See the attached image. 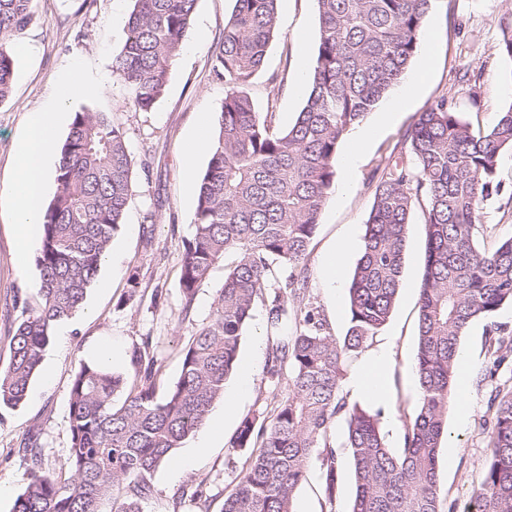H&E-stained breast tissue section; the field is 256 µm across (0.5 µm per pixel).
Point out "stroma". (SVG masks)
<instances>
[{
  "label": "stroma",
  "mask_w": 512,
  "mask_h": 512,
  "mask_svg": "<svg viewBox=\"0 0 512 512\" xmlns=\"http://www.w3.org/2000/svg\"><path fill=\"white\" fill-rule=\"evenodd\" d=\"M131 0H34L28 27L11 41L16 53V76L11 96L0 102V369L10 360V338L25 303L34 299L35 271L20 273L14 262L15 227L7 204L12 189L16 143L29 112L51 102L56 93L69 95L70 108L87 106L108 112L126 134L134 157L132 192L123 222L111 250L117 263H103L88 290L83 308L60 323L48 346L41 371L33 380L24 405L0 408V484L10 488L0 497V512H12L25 485L27 461L23 448L36 441L43 466L60 467L70 446V383L81 363L92 359L98 344L130 351L142 337H152L163 372V385L180 374V350L207 322L224 268L216 266L200 286L191 313H184L179 288L182 241L189 237L197 204L198 183L187 180L182 146L201 116L216 118L224 102V84L214 79L211 60L234 0H198L192 28L206 27L205 41L182 49L173 63L167 90L148 112L135 110L124 85L112 74V57L125 38ZM278 33L270 43L262 68L248 93L255 109L270 114L273 126L286 130L304 106L305 94L296 92L301 54H314L318 42L316 0H288L278 8ZM435 40L427 82L407 103L401 119L367 146L350 191L331 195L320 216L309 247L310 273L305 302L319 310L325 329L344 336L350 320L348 288L359 258L361 239L373 202L374 188L392 155H407V129L420 112L440 97H447L473 127L489 130L512 105V57L498 46L512 34V0H434L425 23ZM307 33L306 47L295 40L297 30ZM499 193L487 201L481 221L488 230L479 234L482 250L493 251L512 235V150L498 159ZM347 243L343 277L335 294H328L321 279V259L333 245ZM425 227L421 210H414L406 243V265L400 291L386 326L370 343V350L389 349L388 389L380 402L381 429L390 448L403 446L404 424L417 405L416 335L418 298L424 260ZM140 273L141 289L127 300L131 269ZM160 300H153V292ZM512 331V306L492 320H476L461 340L468 364L458 373L457 387L466 401L448 406V441L441 450L439 473L445 503L463 512L477 488L486 454L488 385L482 378L491 364L485 348L489 323ZM270 346L266 310L257 305L242 339L240 357L255 367L251 389L238 409V419L224 430V439L202 447V432H195L172 454L196 453L193 466L174 475L160 465L152 479L153 493L143 501V512H197L183 488L198 480L214 512L237 483L245 453L230 445L239 419L265 407L273 395L288 392L287 379L272 383L267 374ZM342 481L335 503L324 497L319 466H311L295 497V512H348L353 492L351 462L346 450L338 452Z\"/></svg>",
  "instance_id": "stroma-1"
}]
</instances>
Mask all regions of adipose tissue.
<instances>
[{
  "label": "adipose tissue",
  "mask_w": 512,
  "mask_h": 512,
  "mask_svg": "<svg viewBox=\"0 0 512 512\" xmlns=\"http://www.w3.org/2000/svg\"><path fill=\"white\" fill-rule=\"evenodd\" d=\"M63 107V100L58 99L30 113L27 128L17 143L11 206L17 228V262L23 268L28 265L34 231L41 222V203L52 175L53 138ZM387 360V350L373 353L362 369L346 382V390L373 401L381 400L386 391Z\"/></svg>",
  "instance_id": "adipose-tissue-1"
}]
</instances>
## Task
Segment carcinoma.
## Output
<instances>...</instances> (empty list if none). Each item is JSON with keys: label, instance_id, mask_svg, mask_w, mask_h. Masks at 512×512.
Masks as SVG:
<instances>
[{"label": "carcinoma", "instance_id": "cac0c4a2", "mask_svg": "<svg viewBox=\"0 0 512 512\" xmlns=\"http://www.w3.org/2000/svg\"><path fill=\"white\" fill-rule=\"evenodd\" d=\"M126 40L112 60L135 109L163 97L171 67L188 36L197 0H133ZM278 0H235L212 54L225 95L199 178L190 237L183 241L180 290L190 314L199 286L225 266L209 321L180 350L177 381L159 392L152 337L134 344L128 378L85 362L71 380V445L57 470L42 467L39 448L23 449L26 484L13 512H142L154 471L205 424L236 370L242 337L257 301L267 300L270 378L286 374L288 395L245 417L231 440L247 449L242 473L220 512H294L313 462L333 503L340 447L352 465L349 512H444L440 449L448 437L460 342L469 326L512 305V236L491 253L476 242L497 161L512 149V105L489 131L473 129L438 99L407 130L414 165L389 156L375 186L360 256L349 288L350 327L339 340L317 310L282 334L288 305L308 290L307 257L322 210L335 191L336 156L346 133L399 83L415 58L432 0H316L319 40L310 91L295 122L276 131L255 110L246 87L277 33ZM33 0H0V103L12 90L10 40L30 23ZM56 191L44 207L35 248L34 303L25 310L0 370V407H18L40 372L57 323L85 301L131 190L133 156L124 131L105 112H73L58 150ZM420 205L426 229L418 300L416 375L419 402L405 423L403 447H388L381 411L350 403L342 384L359 353L387 324L405 265L410 216ZM275 289L264 298L265 290ZM493 357L483 476L466 512H512V376L497 380L512 356V336L490 323ZM111 503L108 511L104 503Z\"/></svg>", "mask_w": 512, "mask_h": 512}]
</instances>
